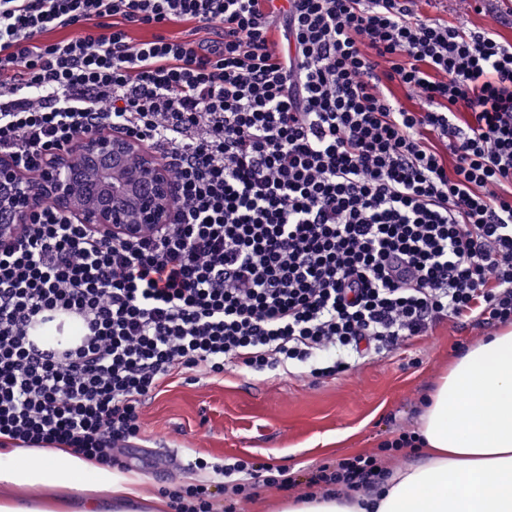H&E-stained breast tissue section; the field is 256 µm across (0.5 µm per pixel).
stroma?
Listing matches in <instances>:
<instances>
[{
    "mask_svg": "<svg viewBox=\"0 0 512 512\" xmlns=\"http://www.w3.org/2000/svg\"><path fill=\"white\" fill-rule=\"evenodd\" d=\"M421 11L460 26L494 28L512 43L506 0H491L482 14L466 0H423ZM482 337V330L447 321L396 353L353 363L332 378L229 366L218 376L199 372L194 380H176L144 405L146 441L128 456L127 468L145 477L153 495L173 461L185 463L186 482H213V473L188 467L199 452L218 462L237 457L270 464L293 481L292 492L258 488L244 509L280 512L290 493L305 491L319 465L377 453L399 430H417L429 391Z\"/></svg>",
    "mask_w": 512,
    "mask_h": 512,
    "instance_id": "obj_1",
    "label": "stroma"
}]
</instances>
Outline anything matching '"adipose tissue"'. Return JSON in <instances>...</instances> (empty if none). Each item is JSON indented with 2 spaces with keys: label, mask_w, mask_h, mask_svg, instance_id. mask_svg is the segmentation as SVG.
<instances>
[{
  "label": "adipose tissue",
  "mask_w": 512,
  "mask_h": 512,
  "mask_svg": "<svg viewBox=\"0 0 512 512\" xmlns=\"http://www.w3.org/2000/svg\"><path fill=\"white\" fill-rule=\"evenodd\" d=\"M423 444L367 496L281 512H512V325L456 359L420 416ZM144 479L52 449H0V512H134Z\"/></svg>",
  "instance_id": "obj_1"
}]
</instances>
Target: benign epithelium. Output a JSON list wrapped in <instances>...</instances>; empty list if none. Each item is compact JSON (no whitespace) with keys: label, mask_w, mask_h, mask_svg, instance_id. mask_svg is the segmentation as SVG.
I'll list each match as a JSON object with an SVG mask.
<instances>
[{"label":"benign epithelium","mask_w":512,"mask_h":512,"mask_svg":"<svg viewBox=\"0 0 512 512\" xmlns=\"http://www.w3.org/2000/svg\"><path fill=\"white\" fill-rule=\"evenodd\" d=\"M43 186L63 212L111 235L137 238L170 221L172 195L164 171L135 141L117 134L82 138L71 154L48 163ZM34 203L16 163L0 160L1 238L15 233Z\"/></svg>","instance_id":"benign-epithelium-1"}]
</instances>
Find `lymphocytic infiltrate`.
<instances>
[{"label": "lymphocytic infiltrate", "mask_w": 512, "mask_h": 512, "mask_svg": "<svg viewBox=\"0 0 512 512\" xmlns=\"http://www.w3.org/2000/svg\"><path fill=\"white\" fill-rule=\"evenodd\" d=\"M178 19L192 33L164 35ZM104 131L157 150L173 221L111 236L43 197L0 239L1 448L117 466L174 377L230 362L328 378L348 368L332 349L372 360L446 321L512 324V45L492 30L419 0H0V158L36 185ZM60 316L78 342L35 345ZM194 466L232 494L175 471L172 512H242L291 485L245 459ZM377 466L354 456L309 483L368 494Z\"/></svg>", "instance_id": "1"}]
</instances>
